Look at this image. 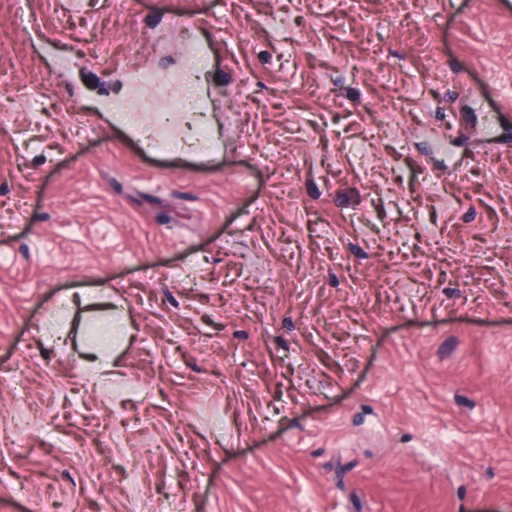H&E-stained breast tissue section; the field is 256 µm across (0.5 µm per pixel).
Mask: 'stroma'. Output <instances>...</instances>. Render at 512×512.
Segmentation results:
<instances>
[{
	"label": "stroma",
	"instance_id": "35a3bbf8",
	"mask_svg": "<svg viewBox=\"0 0 512 512\" xmlns=\"http://www.w3.org/2000/svg\"><path fill=\"white\" fill-rule=\"evenodd\" d=\"M76 500L512 512V0H0V512Z\"/></svg>",
	"mask_w": 512,
	"mask_h": 512
}]
</instances>
